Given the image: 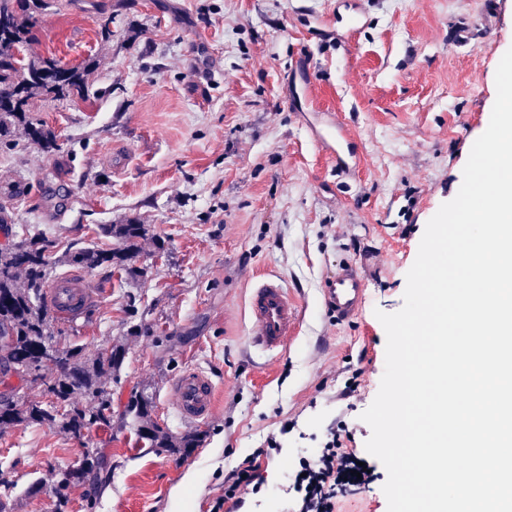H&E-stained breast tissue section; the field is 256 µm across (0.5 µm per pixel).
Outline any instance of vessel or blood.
Instances as JSON below:
<instances>
[{
	"label": "vessel or blood",
	"instance_id": "obj_1",
	"mask_svg": "<svg viewBox=\"0 0 512 512\" xmlns=\"http://www.w3.org/2000/svg\"><path fill=\"white\" fill-rule=\"evenodd\" d=\"M364 297V273L353 263L345 264L324 288V299L338 319L358 312ZM101 294L80 273L62 276L46 290L45 301L60 318L73 319L99 302ZM250 334L255 346L267 352L283 351L294 335L298 311L287 289L270 277L252 289L248 301ZM170 399L178 417L186 422L205 421L214 409V385L195 368L186 369L170 389Z\"/></svg>",
	"mask_w": 512,
	"mask_h": 512
}]
</instances>
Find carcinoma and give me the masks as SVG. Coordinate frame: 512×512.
I'll return each mask as SVG.
<instances>
[{
    "label": "carcinoma",
    "mask_w": 512,
    "mask_h": 512,
    "mask_svg": "<svg viewBox=\"0 0 512 512\" xmlns=\"http://www.w3.org/2000/svg\"><path fill=\"white\" fill-rule=\"evenodd\" d=\"M45 0H0V141L22 134L50 151L62 150L59 137L43 123L27 115L35 99L57 100L83 92L90 66L62 67L49 58H31L21 64L13 49L34 39L36 14ZM117 242L112 249L84 247L69 253L66 261L93 268L108 264L136 278V266L147 228L130 220L103 227ZM50 274V260L41 239L33 236L0 246V339H7L9 355L24 374L40 375L44 363L53 364L58 376L50 385L55 401L43 405L20 396L0 407V428L30 423H60L74 436L96 425L112 427V400L102 388V378L120 371L125 349L115 345L88 355L54 340L52 321L39 303ZM125 419L139 439L151 448L186 453L197 447L198 435H175L154 420L152 406L143 397L127 405ZM100 452L87 453L81 468L56 474L57 490L68 488L99 465Z\"/></svg>",
    "instance_id": "cac0c4a2"
}]
</instances>
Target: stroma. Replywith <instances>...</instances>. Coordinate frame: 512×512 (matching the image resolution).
<instances>
[{"mask_svg":"<svg viewBox=\"0 0 512 512\" xmlns=\"http://www.w3.org/2000/svg\"><path fill=\"white\" fill-rule=\"evenodd\" d=\"M36 30L16 59L94 68L83 93L30 107L61 151L0 144V232L45 238L55 280L74 270L69 251L112 247L102 225L134 220L148 228L147 273L85 269L102 301L54 334L87 352L125 347L104 384L112 426L1 431L13 489L0 512H55L54 474L91 448L102 464L69 487L66 512H211L225 474L271 433L280 449L262 463V491L237 512H294L300 459L338 426L371 472L336 512H387V471L361 419L385 370L377 314L402 307L425 226L486 130L512 0H47ZM198 34L208 49L194 48ZM327 136L347 145L345 165L322 149ZM349 262L364 301L342 322L321 289ZM267 275L299 308L279 353L249 343V291ZM190 367L216 385L200 423L169 400ZM136 394L161 427L198 433L197 448L160 451L122 427Z\"/></svg>","mask_w":512,"mask_h":512,"instance_id":"stroma-1","label":"stroma"}]
</instances>
